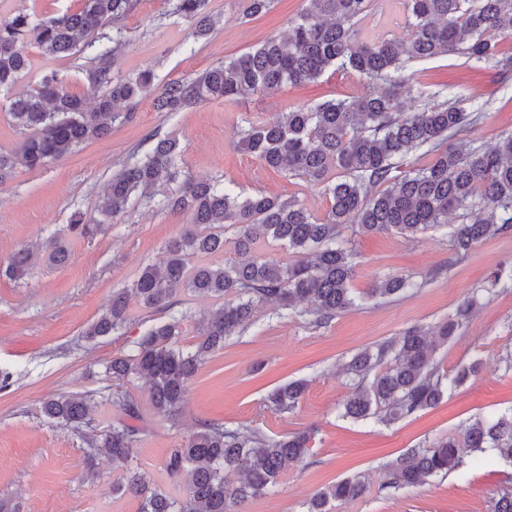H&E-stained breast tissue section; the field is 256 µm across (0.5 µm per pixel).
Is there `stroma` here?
<instances>
[{"mask_svg":"<svg viewBox=\"0 0 512 512\" xmlns=\"http://www.w3.org/2000/svg\"><path fill=\"white\" fill-rule=\"evenodd\" d=\"M304 6V0H274L266 13L248 17L243 0H210L218 22L199 39L168 14L164 0H139L124 22L115 72H152L154 86L142 95L131 120L113 124L108 137L81 145L51 167L19 166L0 183V375L8 377L7 388L0 390V501L19 506L20 512H138L137 499L113 491L118 474L111 461L100 459L96 477L86 478L80 433L42 413L47 399L89 395L95 402L93 426L108 430L126 418L112 402L118 391L129 392L139 405L143 434L132 468L176 497L186 489L167 477L168 452L209 422L269 437L315 432L303 462L289 465L274 491L250 501L247 512H304L314 492L351 476L361 477L367 490L357 499L337 502L333 512H489L491 497L512 491V467L490 456L463 478L452 472L405 492L383 487L385 466L407 449L512 408V372L500 361L512 351V286L483 294L474 319L435 354L448 372L479 362L478 374L466 385L449 390L435 408L391 425L340 415L351 393L341 364L408 328L446 321L468 293L487 286L492 273L512 268V233L488 238L464 255L455 253L443 229L413 237L355 236V308L316 326L301 318H277L272 305H259L254 324L200 366L174 420L156 412L144 381H115L105 367L112 357L130 352L149 328L174 315L185 317L183 345L197 342L198 319L218 308L219 300L183 290L168 311L134 303L117 333L93 341L84 337L111 303L113 291L130 287L144 266L162 265L166 244L188 228L186 215L135 200L94 239L66 232L74 213H83L89 222L98 219L105 184L131 159L144 156L153 136L179 142L177 163L185 175L220 179L244 197L292 196L317 216L327 212L318 187L239 151L233 133L245 120L268 123L295 107L363 96L369 81L328 71L317 83L286 85L245 100L205 101L175 113L154 107L164 83L194 78L268 37L286 34L289 19ZM411 70L427 86L451 83L458 98L492 100L490 112L460 134L459 142L489 148L512 130V72L476 70L457 54L415 61ZM58 234L65 235L71 252L67 263L37 265L20 279L5 275L20 244ZM399 274L412 276L418 289L390 299L368 297L374 283ZM299 379L307 380L308 388L295 411L268 407L273 387Z\"/></svg>","mask_w":512,"mask_h":512,"instance_id":"obj_1","label":"stroma"}]
</instances>
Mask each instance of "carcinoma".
I'll return each mask as SVG.
<instances>
[{
    "label": "carcinoma",
    "instance_id": "cac0c4a2",
    "mask_svg": "<svg viewBox=\"0 0 512 512\" xmlns=\"http://www.w3.org/2000/svg\"><path fill=\"white\" fill-rule=\"evenodd\" d=\"M136 0H78V8L38 19L17 10L0 15V111L6 112L25 138L10 151L0 149V182L16 166L43 168L79 145L102 138L118 120L132 118L138 99L150 87L148 71L114 74L121 48V22ZM171 14L205 38L216 25L210 0H165ZM306 7L288 21V37H269L246 54L224 61L190 80L165 83L155 98L160 112H179L200 102L240 99L284 85L318 80L326 71L359 74L380 89L350 99L333 98L313 108H296L276 121H248L234 133L235 146L289 178L320 187L328 202L324 218H316L296 199L258 194L241 197L220 180H179V143L159 138L145 157L129 163L107 183L101 206L106 224L123 213L132 197L151 203L162 196L164 207L184 213L195 226L166 245L164 268L143 267L129 289L112 295V303L84 332L87 339L109 336L128 320L129 303L146 309H169L180 289L224 304L199 321V342L191 350L179 346L181 320L151 327L127 355L112 358L107 373L116 381L142 378L156 411L177 418L187 384L224 340L253 323L257 303H275L309 323L322 324L356 305L351 281L357 252L351 235L387 232L416 235L434 227L449 228L453 249L469 251L478 242L512 231V131L492 148L473 144L457 148L449 140L480 121L490 100L469 109L448 96V84L430 92L410 71L415 61L458 54L479 68L512 70V55L499 39L512 33V0H402L406 34L402 39L364 33L363 22L374 0H305ZM34 39L47 61L72 56L81 67L84 92L68 90L65 78L52 69L40 72L28 91L13 87L34 70L28 41ZM415 101L408 112L397 109V97ZM421 151L433 156L424 166L408 157ZM234 226L233 256L222 265H189L197 253L224 252V225ZM288 247L294 259L281 262L256 251L258 236ZM59 265L69 259L58 237L40 246L22 244L5 274L22 278L33 261ZM408 276L388 277L369 296L389 298L414 288ZM476 289L454 314L433 328L414 327L403 335L368 348L343 364L354 391L342 416L356 421L376 418L391 424L433 408L448 390L475 375V362L454 373L440 371L434 353L472 320L480 293ZM306 382L295 380L268 393L275 411L291 412L300 404ZM113 402L138 418L136 400L116 392ZM92 406L84 395L51 399L44 415L64 428L81 432L85 473L96 474L101 455L121 472L114 490L140 502L139 512H244L251 500L266 495L288 465L302 461L314 432L305 430L274 438L248 428L211 423L169 451L166 471L183 481L187 494L175 498L149 485L129 463L142 430L121 422L105 432L92 427ZM512 466V409L469 423L460 436H441L410 448L386 465L384 487L403 490L426 479L463 472L467 458L483 459L487 449ZM366 486L346 478L312 495L306 512H331L335 501L360 497Z\"/></svg>",
    "mask_w": 512,
    "mask_h": 512
}]
</instances>
